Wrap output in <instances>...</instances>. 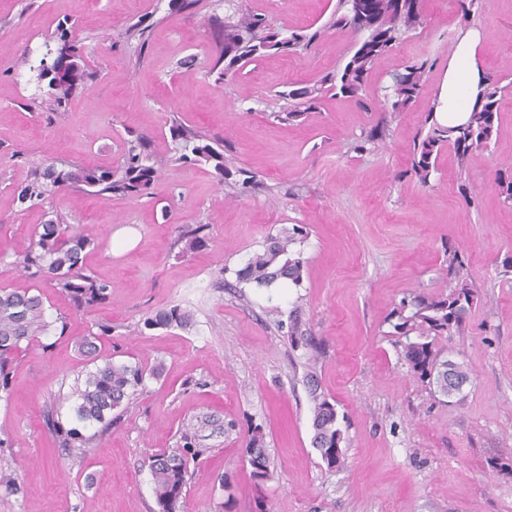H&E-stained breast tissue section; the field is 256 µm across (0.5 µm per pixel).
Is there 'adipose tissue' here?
<instances>
[{"label": "adipose tissue", "mask_w": 512, "mask_h": 512, "mask_svg": "<svg viewBox=\"0 0 512 512\" xmlns=\"http://www.w3.org/2000/svg\"><path fill=\"white\" fill-rule=\"evenodd\" d=\"M481 42L480 31L470 29L461 34L438 93L435 116L441 125L454 127L469 118L483 75L478 60Z\"/></svg>", "instance_id": "obj_1"}]
</instances>
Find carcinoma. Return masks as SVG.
<instances>
[{"mask_svg": "<svg viewBox=\"0 0 512 512\" xmlns=\"http://www.w3.org/2000/svg\"><path fill=\"white\" fill-rule=\"evenodd\" d=\"M224 9L227 15L217 26L221 47L210 68V73L217 74L216 82L221 84L248 61L266 53L306 50L333 30L346 31L353 36L352 54L342 67L312 86H299L289 91L288 96L300 101L302 108L285 113L288 121L315 109L327 89L347 97H359L378 62L424 23L423 0H337L336 9L327 23L305 35L287 34L272 27L263 14L238 8L236 0H224ZM95 77V72L84 64L67 83L55 85L48 81L47 109L65 111L76 90L93 82ZM425 81L424 62L412 63L393 74L390 85L385 87L384 111L394 114L405 111L418 97ZM506 90L507 86L500 78L484 74L470 118L461 126H442L434 121L433 112H428L424 120L428 131L414 143L407 172L426 186L444 147L453 148L463 163L474 150L489 146L497 131L499 103ZM169 131L177 145L176 160L211 164L222 183L233 175L232 159L224 155V141L212 139L176 120L172 121ZM388 131V121H381L364 136L356 150L379 149L384 145ZM160 176L161 166L151 153L149 139L137 135L127 142L121 162L112 168L70 162L60 169L53 164L35 167L28 182L16 189L14 201L24 210L53 190L74 183L105 200L114 195L142 196L148 194ZM203 229L204 225L199 224L182 230L179 242L183 244V253H192L203 246ZM307 235L305 227L295 226L268 237L263 249L253 253L244 266L235 271L236 279L258 288H270L282 279L300 285L304 261L295 246ZM90 243L91 240L75 232L72 225L51 219L35 228L28 250L8 262V266L14 273H27L50 281L68 297L76 310L89 312L108 298V286L83 269L82 253ZM442 278L446 279L448 292L418 294L405 299L391 312L390 319L394 320L395 333L405 337V342L401 343L402 355L414 374L432 386L434 392L450 398L462 392L461 385L469 376L455 362L440 359L434 340L462 330L475 295L468 283L464 260L452 249L448 250ZM192 322L190 311L176 305L149 315L143 326L147 329H187ZM58 323L61 329H66V323L60 322V318L49 315L46 298L39 289L0 288L1 392L9 393L12 368L23 360L33 344L56 329ZM110 332L111 329L100 325L98 331L90 330L78 341V351L90 358L93 367L85 373L75 391L74 425L68 427L55 418L50 422L51 431L59 442L79 456L85 454L92 440L84 430L111 425L112 413L127 410L137 392L145 388L146 380L159 376L156 367L117 363L112 360V355L102 352L98 342ZM306 384L312 402L313 447L327 468H339L345 463L344 433L334 404L320 392L316 367H311L306 374ZM181 440V446L155 453L147 459L155 500L153 512H181L192 476L190 464L210 452L208 448L197 446L195 433L189 427L182 433ZM245 454L255 482L272 477L264 434L260 429H254L246 440ZM24 488L25 481L18 477L16 469L0 471V491L19 495Z\"/></svg>", "mask_w": 512, "mask_h": 512, "instance_id": "carcinoma-1", "label": "carcinoma"}]
</instances>
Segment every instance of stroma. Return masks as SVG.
Segmentation results:
<instances>
[{"instance_id":"obj_1","label":"stroma","mask_w":512,"mask_h":512,"mask_svg":"<svg viewBox=\"0 0 512 512\" xmlns=\"http://www.w3.org/2000/svg\"><path fill=\"white\" fill-rule=\"evenodd\" d=\"M277 28L311 33L336 0H243ZM424 29L378 63L361 98L325 93L317 109H294L286 91L316 83L345 62L353 43L335 31L311 49L255 58L216 83L210 68L223 17L217 0L182 11L171 0H0V249L24 252L34 228L53 218L92 240L88 274L109 296L72 310L40 282L64 335L35 344L0 400V469H36L20 497L0 494V512H152L148 456L177 447L193 426L207 450L185 512H512V203L496 187L512 169V92L489 149L459 162L444 148L429 186L407 174L417 133L437 96L463 30L484 35V71L512 82V0H487L463 15L458 0H424ZM146 42L125 32L143 17ZM99 76L66 111L48 114L31 82L59 20ZM195 55L193 66L182 63ZM426 62L412 105L389 123L379 150L357 151L382 117L390 73ZM226 138L235 167L255 183L230 192L211 165L176 161L171 121ZM147 136L162 165L151 195L101 200L69 187L27 210L14 191L39 164L110 166L128 131ZM469 196H462L461 186ZM206 225L201 250L182 254V226ZM301 225L303 281L239 286L236 270L268 236ZM462 256L477 304L459 333L436 348L462 363L469 382L445 403L409 368L390 335L389 312L416 294L444 289L447 249ZM190 309L192 329H142L153 311ZM111 326L102 349L114 360L158 368L129 410L97 434L84 456L62 448L47 412L69 418V394L88 368L75 342ZM322 350L318 379L335 402L346 462L327 469L312 445L308 350ZM261 429L273 466L257 484L244 446Z\"/></svg>"}]
</instances>
